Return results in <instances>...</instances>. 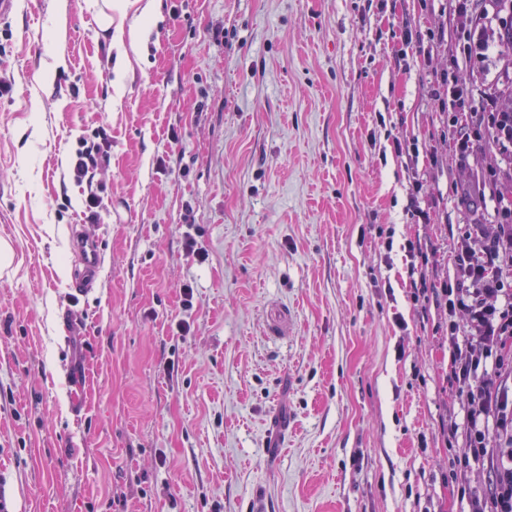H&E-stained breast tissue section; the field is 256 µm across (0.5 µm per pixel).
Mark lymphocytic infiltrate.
Instances as JSON below:
<instances>
[{
  "label": "lymphocytic infiltrate",
  "instance_id": "obj_1",
  "mask_svg": "<svg viewBox=\"0 0 512 512\" xmlns=\"http://www.w3.org/2000/svg\"><path fill=\"white\" fill-rule=\"evenodd\" d=\"M455 19L466 55L476 61L487 58L492 44L472 0H458ZM436 84L434 97L451 114L448 129L456 136V151L466 154L488 138L512 161V90L477 94L451 70L437 74ZM494 216L483 232L481 253H457L455 282L440 285L445 307L465 311L469 318V334L455 344L450 368L464 424L450 426L447 438L465 444L464 454L449 459L448 468L470 512H512V353L506 349L512 340V279L503 274L512 267V202L500 205ZM476 463L495 473L490 496L477 495L464 477L465 468Z\"/></svg>",
  "mask_w": 512,
  "mask_h": 512
}]
</instances>
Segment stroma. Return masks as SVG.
Wrapping results in <instances>:
<instances>
[{
    "label": "stroma",
    "mask_w": 512,
    "mask_h": 512,
    "mask_svg": "<svg viewBox=\"0 0 512 512\" xmlns=\"http://www.w3.org/2000/svg\"><path fill=\"white\" fill-rule=\"evenodd\" d=\"M121 2L0 20V504L468 512L441 432L467 316L412 284L437 295L497 206L467 199L499 157L457 158L435 73L500 90L512 47L467 59L451 0ZM105 151L101 149L99 144L93 143L87 146L76 155L73 163V173L78 181L87 179L92 182L95 171L98 168L99 161L105 157ZM73 233L74 251L78 258L79 269L74 278V293H85L92 289L95 278L103 264L101 243L95 235L84 231Z\"/></svg>",
    "instance_id": "1"
}]
</instances>
